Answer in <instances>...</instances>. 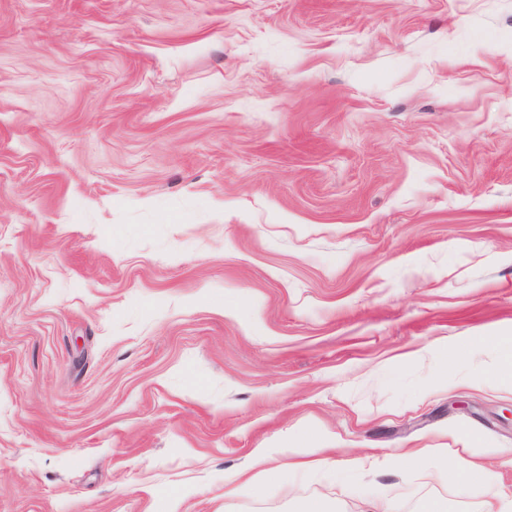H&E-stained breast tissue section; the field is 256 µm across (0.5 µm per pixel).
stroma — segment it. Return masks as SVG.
Instances as JSON below:
<instances>
[{
  "label": "stroma",
  "instance_id": "obj_1",
  "mask_svg": "<svg viewBox=\"0 0 512 512\" xmlns=\"http://www.w3.org/2000/svg\"><path fill=\"white\" fill-rule=\"evenodd\" d=\"M510 326L512 0H0V512H486ZM336 449L309 448L304 454L295 457L292 466L295 469L325 472L336 466ZM467 455H457L453 464L448 466V448H404L399 457L408 463L422 461L423 475L430 481H448L455 484H494L498 474L485 464L488 454H501L504 463L512 465L510 451L501 448H471Z\"/></svg>",
  "mask_w": 512,
  "mask_h": 512
}]
</instances>
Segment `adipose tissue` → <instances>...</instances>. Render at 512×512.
Masks as SVG:
<instances>
[{"instance_id":"adipose-tissue-1","label":"adipose tissue","mask_w":512,"mask_h":512,"mask_svg":"<svg viewBox=\"0 0 512 512\" xmlns=\"http://www.w3.org/2000/svg\"><path fill=\"white\" fill-rule=\"evenodd\" d=\"M486 449L476 448L465 455L449 458L444 448H405L400 456L406 462H423V475L431 481L455 484H492L498 479L496 471L484 461Z\"/></svg>"}]
</instances>
